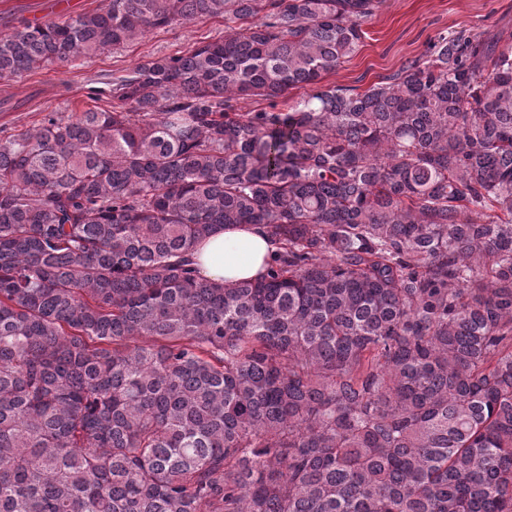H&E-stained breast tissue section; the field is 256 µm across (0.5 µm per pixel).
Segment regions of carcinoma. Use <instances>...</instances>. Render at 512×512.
<instances>
[{
	"label": "carcinoma",
	"instance_id": "cac0c4a2",
	"mask_svg": "<svg viewBox=\"0 0 512 512\" xmlns=\"http://www.w3.org/2000/svg\"><path fill=\"white\" fill-rule=\"evenodd\" d=\"M385 2L102 0L0 37L9 81L224 17L0 140V512H512V29L324 83ZM235 224L267 273L199 276ZM274 250L276 245L259 225L221 226L195 245L191 260L202 277L235 282L263 275L266 258Z\"/></svg>",
	"mask_w": 512,
	"mask_h": 512
}]
</instances>
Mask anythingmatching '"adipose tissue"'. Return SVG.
<instances>
[{
  "label": "adipose tissue",
  "instance_id": "obj_1",
  "mask_svg": "<svg viewBox=\"0 0 512 512\" xmlns=\"http://www.w3.org/2000/svg\"><path fill=\"white\" fill-rule=\"evenodd\" d=\"M274 249L261 226L243 224L218 228L195 245L191 260L202 277L235 282L263 275L265 261Z\"/></svg>",
  "mask_w": 512,
  "mask_h": 512
}]
</instances>
